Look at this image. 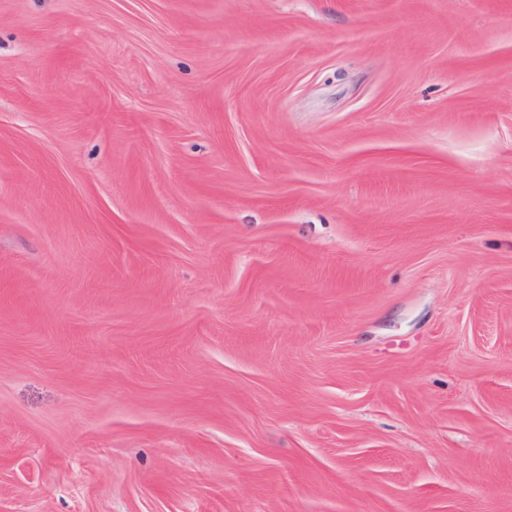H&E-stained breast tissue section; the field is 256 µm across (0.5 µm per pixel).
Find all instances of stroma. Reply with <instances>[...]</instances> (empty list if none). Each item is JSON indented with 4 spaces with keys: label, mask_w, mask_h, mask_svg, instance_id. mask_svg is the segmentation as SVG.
<instances>
[{
    "label": "stroma",
    "mask_w": 512,
    "mask_h": 512,
    "mask_svg": "<svg viewBox=\"0 0 512 512\" xmlns=\"http://www.w3.org/2000/svg\"><path fill=\"white\" fill-rule=\"evenodd\" d=\"M0 512H512V0H0Z\"/></svg>",
    "instance_id": "stroma-1"
}]
</instances>
